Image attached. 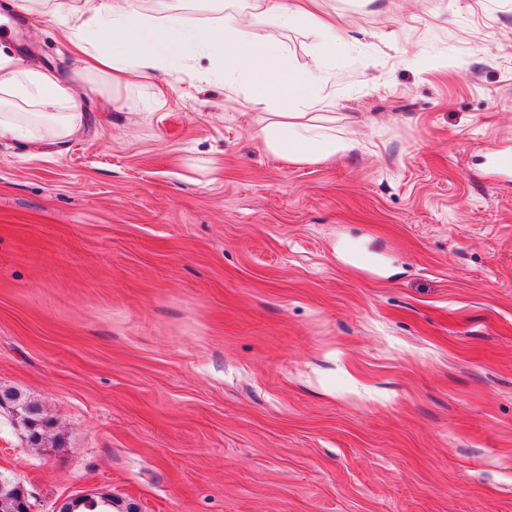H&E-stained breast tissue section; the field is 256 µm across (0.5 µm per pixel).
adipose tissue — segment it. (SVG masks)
<instances>
[{
    "label": "adipose tissue",
    "instance_id": "1",
    "mask_svg": "<svg viewBox=\"0 0 512 512\" xmlns=\"http://www.w3.org/2000/svg\"><path fill=\"white\" fill-rule=\"evenodd\" d=\"M152 3L149 14L134 9L113 14L104 5L91 13L75 11L67 42L85 73L111 72L116 85L133 69L148 79L191 50L217 46L225 76L245 80L251 107L265 114L254 137L268 152L306 162L327 160L350 148L349 140L337 136L332 116L319 109V86L327 72L319 66L286 69L283 46L252 29L256 23L282 29L304 23L323 54L335 55L343 29L314 14L307 0H244L242 7H225L223 17L206 28L172 12L169 0ZM79 120V102L68 83L0 54V139L32 135L38 123L48 126L51 136H68Z\"/></svg>",
    "mask_w": 512,
    "mask_h": 512
}]
</instances>
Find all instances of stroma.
Instances as JSON below:
<instances>
[{
  "label": "stroma",
  "instance_id": "stroma-1",
  "mask_svg": "<svg viewBox=\"0 0 512 512\" xmlns=\"http://www.w3.org/2000/svg\"><path fill=\"white\" fill-rule=\"evenodd\" d=\"M73 0H0V50L76 86L72 135L0 141V474L32 512H512V0H316L351 151L253 137L220 58L84 74ZM313 67L311 31L266 25ZM1 398H4L12 403L13 406L17 407L19 411L23 414L27 415V417L31 418L35 423H40L41 425L37 428V425L33 424L29 430L34 431V446L41 447L45 445L49 441L50 434L48 433L50 430V422L48 419L43 417L42 411L35 403L28 401L25 397H23L20 393L14 390H8L1 393ZM41 411V413H40ZM41 437V440L39 438ZM38 441V442H37ZM102 494H92V493H82L76 494L72 496L66 497L63 502L59 505L57 512H75L78 511L81 507L82 511L88 509L92 504L99 505L101 502L105 503L108 506L100 505L93 512H112V506L114 502L112 501L110 505L108 504L107 499H103ZM86 511V510H85Z\"/></svg>",
  "mask_w": 512,
  "mask_h": 512
}]
</instances>
